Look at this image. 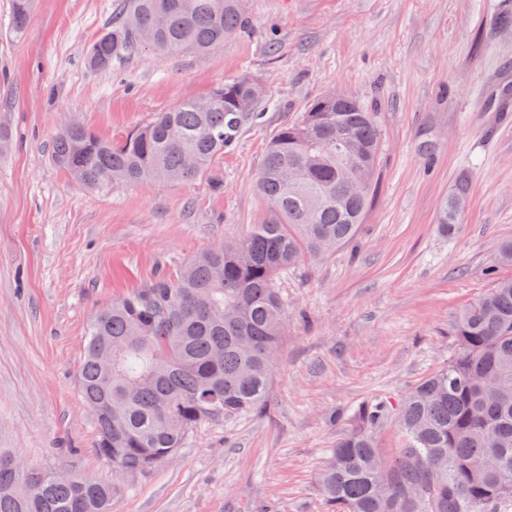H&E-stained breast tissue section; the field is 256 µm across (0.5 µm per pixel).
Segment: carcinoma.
<instances>
[{"instance_id":"1","label":"carcinoma","mask_w":512,"mask_h":512,"mask_svg":"<svg viewBox=\"0 0 512 512\" xmlns=\"http://www.w3.org/2000/svg\"><path fill=\"white\" fill-rule=\"evenodd\" d=\"M36 0H12V31L24 34ZM121 19L88 48L94 71L143 43L170 56L204 53L246 24L242 0H121ZM260 85L242 75L104 140L64 125L53 160L77 183H186L207 174L244 123L256 116ZM380 148L371 112L326 93L272 139L256 178L269 203L261 223L98 311L87 333L77 387L96 422L97 454L121 472L174 458L209 420L252 411L264 400L286 330L280 274L305 255L352 241L370 200ZM467 200L461 178L439 224L454 233ZM457 351L422 378L397 408H359L320 478L336 512H508L512 489V278L466 306ZM395 418L398 456L380 470L374 433ZM112 484L63 479L0 453V512H112Z\"/></svg>"}]
</instances>
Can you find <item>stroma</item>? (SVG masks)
Wrapping results in <instances>:
<instances>
[{"mask_svg":"<svg viewBox=\"0 0 512 512\" xmlns=\"http://www.w3.org/2000/svg\"><path fill=\"white\" fill-rule=\"evenodd\" d=\"M116 2L38 0L16 38L0 0V450L111 483L112 512H330L320 475L354 412L447 364L460 309L512 277L495 261L512 240V101L496 103L512 88V0H245L248 27L208 54L140 49L90 70ZM242 74L266 101L209 175L91 191L52 159L70 120L117 139ZM330 90L373 114L375 191L351 243L279 278L287 329L264 408L116 471L77 388L91 318L260 223L272 138ZM463 175L450 238L437 216Z\"/></svg>","mask_w":512,"mask_h":512,"instance_id":"stroma-1","label":"stroma"}]
</instances>
